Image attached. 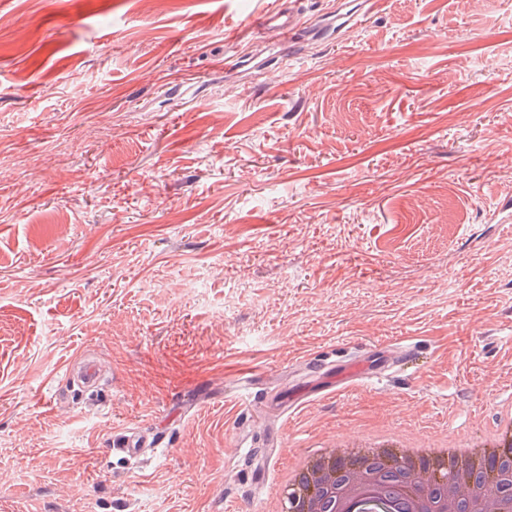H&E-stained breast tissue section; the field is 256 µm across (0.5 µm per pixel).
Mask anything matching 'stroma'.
Instances as JSON below:
<instances>
[{
  "label": "stroma",
  "instance_id": "35a3bbf8",
  "mask_svg": "<svg viewBox=\"0 0 512 512\" xmlns=\"http://www.w3.org/2000/svg\"><path fill=\"white\" fill-rule=\"evenodd\" d=\"M295 6L0 0V512H270L289 456L512 402V6ZM253 23L256 26H264L270 23H277L282 31V36L286 42H288V38L291 39L298 28L300 21L294 15H279V14H269L263 15L255 18ZM64 383L78 381L84 388H95L100 380L99 369L95 360L85 355L77 362H69L63 369ZM377 359L370 362V365L363 359L355 365L338 364L336 365V386L343 385L353 376L360 374L378 375L384 366H379ZM112 454L118 453L126 458H137L146 450L145 442L135 428H129L115 444L113 442Z\"/></svg>",
  "mask_w": 512,
  "mask_h": 512
}]
</instances>
